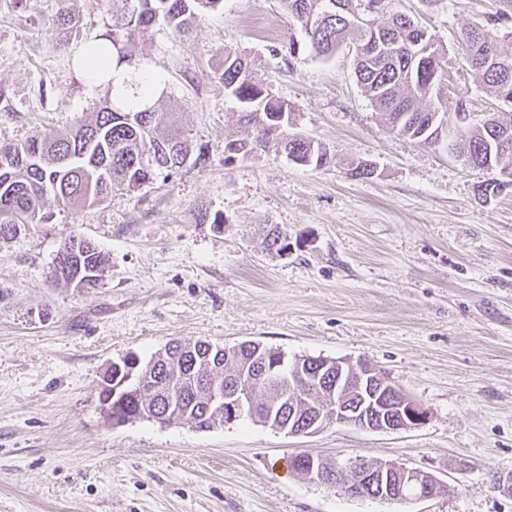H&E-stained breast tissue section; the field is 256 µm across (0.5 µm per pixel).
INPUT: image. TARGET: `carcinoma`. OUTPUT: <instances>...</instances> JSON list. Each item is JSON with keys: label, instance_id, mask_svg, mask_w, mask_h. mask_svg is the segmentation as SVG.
Listing matches in <instances>:
<instances>
[{"label": "carcinoma", "instance_id": "obj_1", "mask_svg": "<svg viewBox=\"0 0 512 512\" xmlns=\"http://www.w3.org/2000/svg\"><path fill=\"white\" fill-rule=\"evenodd\" d=\"M284 11L301 26L312 51L329 58L347 41L357 44L355 73L376 111L390 130L429 143L443 122L439 79L442 49L419 24L396 9L395 0H280ZM224 7V0H112V65L130 76L129 90L113 92L91 117L65 132L32 137L0 145V237L12 236L22 224L45 221L51 206L100 204L112 192L141 190L160 175L170 176L189 160L202 165L204 149L193 153L173 114L148 103V63L136 51L137 41L149 29L163 25L180 38L188 37L204 16ZM365 13L377 23L347 27L342 19ZM503 17L494 13L468 26L462 33L471 68L485 88L500 96L512 90V53L501 47L497 34ZM75 25L68 0H59L57 12L44 21L52 31ZM219 80L240 104V122L247 129L224 151L247 157L257 148L284 145L320 167L326 150L303 137L288 134V103L254 75L238 55L224 54ZM453 150L468 164L490 169L512 158V115L464 127ZM107 259L91 241L71 233L58 249L52 276L76 288H93ZM280 349L255 341L226 347L208 341L193 344L168 342L142 361L134 357L103 373L99 401L112 408V424L151 419L160 424L188 422L199 430L224 424V412L210 403L211 389L234 390L248 384L254 406L246 418L266 423L271 404L277 402L274 422L283 427L296 419L290 399L297 385L289 369L271 370L273 353Z\"/></svg>", "mask_w": 512, "mask_h": 512}]
</instances>
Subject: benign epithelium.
<instances>
[{"label": "benign epithelium", "mask_w": 512, "mask_h": 512, "mask_svg": "<svg viewBox=\"0 0 512 512\" xmlns=\"http://www.w3.org/2000/svg\"><path fill=\"white\" fill-rule=\"evenodd\" d=\"M331 382V396L313 413L303 417L289 434L312 435L333 425H349L374 432L419 428L429 420V412L402 392L385 371L365 360L324 359ZM249 390H237L224 396V423H232L248 412ZM326 458L303 452L293 458L294 469L314 473L323 468ZM336 477L347 479L344 491L359 493L369 489L379 499L404 500L407 485L417 491L414 501L429 500L445 494L446 484L433 473L408 467L396 460H366L355 457L331 462Z\"/></svg>", "instance_id": "obj_1"}]
</instances>
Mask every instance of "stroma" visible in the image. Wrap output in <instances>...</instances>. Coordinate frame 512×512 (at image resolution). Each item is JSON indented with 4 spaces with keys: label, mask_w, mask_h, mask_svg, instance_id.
<instances>
[{
    "label": "stroma",
    "mask_w": 512,
    "mask_h": 512,
    "mask_svg": "<svg viewBox=\"0 0 512 512\" xmlns=\"http://www.w3.org/2000/svg\"><path fill=\"white\" fill-rule=\"evenodd\" d=\"M70 7L78 24L62 41L41 27L58 0H0V143L74 127L106 98L74 59L111 30L112 0ZM501 7L400 0L446 52L444 111L462 102L479 121L512 113L483 88L461 41ZM303 41L278 0H224L183 40L154 27L137 50L164 76L162 109L207 163L96 206L54 207L46 223L0 237V512H512L499 486L512 478V188L482 196L499 171L465 165L447 140L390 131L357 81L354 50L323 59ZM228 51L288 103L289 132L325 146L326 164L271 149L226 156L225 143L244 135L215 74ZM362 161L374 175L352 176ZM273 226L287 232L289 254L266 249ZM73 231L107 258L96 287L51 275ZM173 339L363 359L430 418L310 436L248 420L112 424L99 403L104 369ZM308 450L396 460L448 490L412 505L354 498L291 469Z\"/></svg>",
    "instance_id": "35a3bbf8"
}]
</instances>
